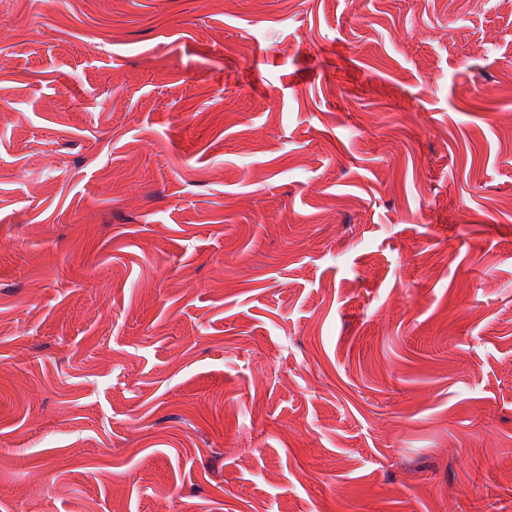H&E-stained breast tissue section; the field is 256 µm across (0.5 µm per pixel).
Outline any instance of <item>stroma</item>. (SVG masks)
I'll use <instances>...</instances> for the list:
<instances>
[{
	"instance_id": "1",
	"label": "stroma",
	"mask_w": 512,
	"mask_h": 512,
	"mask_svg": "<svg viewBox=\"0 0 512 512\" xmlns=\"http://www.w3.org/2000/svg\"><path fill=\"white\" fill-rule=\"evenodd\" d=\"M0 512H512V6L0 0Z\"/></svg>"
}]
</instances>
